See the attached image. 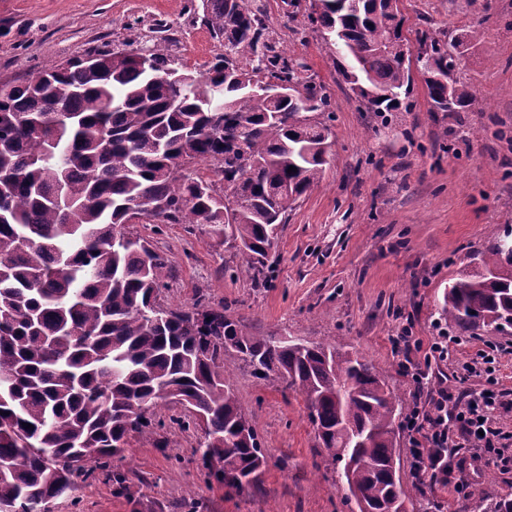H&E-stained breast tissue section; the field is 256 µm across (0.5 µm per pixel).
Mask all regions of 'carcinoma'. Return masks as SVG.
Here are the masks:
<instances>
[{"label":"carcinoma","instance_id":"carcinoma-1","mask_svg":"<svg viewBox=\"0 0 512 512\" xmlns=\"http://www.w3.org/2000/svg\"><path fill=\"white\" fill-rule=\"evenodd\" d=\"M392 0H312L310 24L334 47L336 67L368 112L409 110L404 18ZM224 55L202 73H155L127 54L76 60L0 97V512H46L99 471L134 434L154 433L153 408L202 431L205 477L238 493L258 482V435L233 389V368L280 379L304 397L319 447L343 464L359 512H401L398 425L405 407L377 367L334 346L250 336L224 309L157 302L168 256L124 232L135 215L154 224H202L266 278L279 225L322 180L330 128L327 87L277 42L264 10L201 0ZM471 27L448 44L422 35L416 58L435 112L478 105L456 77L480 40ZM295 87L274 100L268 81ZM377 89L382 98L369 97ZM220 162L224 190L183 173ZM295 171L288 172L289 167ZM496 241L475 269L448 284L441 311L476 334L512 328V251ZM31 428H26V425ZM483 512H512L492 488Z\"/></svg>","mask_w":512,"mask_h":512}]
</instances>
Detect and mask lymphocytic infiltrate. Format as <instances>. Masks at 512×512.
Here are the masks:
<instances>
[{"mask_svg":"<svg viewBox=\"0 0 512 512\" xmlns=\"http://www.w3.org/2000/svg\"><path fill=\"white\" fill-rule=\"evenodd\" d=\"M460 343V338L444 331L427 341L414 339L413 346L423 359L413 362L410 383L428 395L406 420L414 474L430 473L432 480L458 492L463 486L456 483L454 474L467 462L512 468V456L504 453L505 446H512V434L496 424V415L504 407L501 399L459 390L444 380L431 381L432 362L448 361Z\"/></svg>","mask_w":512,"mask_h":512,"instance_id":"f902f5d3","label":"lymphocytic infiltrate"}]
</instances>
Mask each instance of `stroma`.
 I'll return each mask as SVG.
<instances>
[{"instance_id":"1","label":"stroma","mask_w":512,"mask_h":512,"mask_svg":"<svg viewBox=\"0 0 512 512\" xmlns=\"http://www.w3.org/2000/svg\"><path fill=\"white\" fill-rule=\"evenodd\" d=\"M248 3L267 13L276 41L331 95L322 181L281 225L268 283L255 285L252 270L204 227L140 222L125 230L171 258L162 304L200 302L223 308L250 334L342 347L381 369L406 406L425 401L403 375L401 330L425 340L436 335L449 282L512 229V0H400L413 47L425 32L450 42L482 25L481 41L455 71L479 104L469 112L432 111L416 78L410 111L383 113L360 108L309 23L310 0L291 19L281 0ZM142 48L167 56L172 67L199 71L224 53L190 0H0L2 80H23L94 50ZM448 333L458 334L453 327ZM461 337L439 368L449 384L512 395V329ZM490 349L497 352L493 378L470 374L466 362ZM233 384L266 458L257 488L235 494L205 481L200 432L170 423L179 409L162 403V427L132 437L111 460L126 475L123 488L100 477L80 480L48 512H359L317 445L303 396L246 368ZM400 474L417 486L408 512H478L490 477L499 496L512 500V476L490 464L463 472L464 496L415 479L405 451Z\"/></svg>"}]
</instances>
